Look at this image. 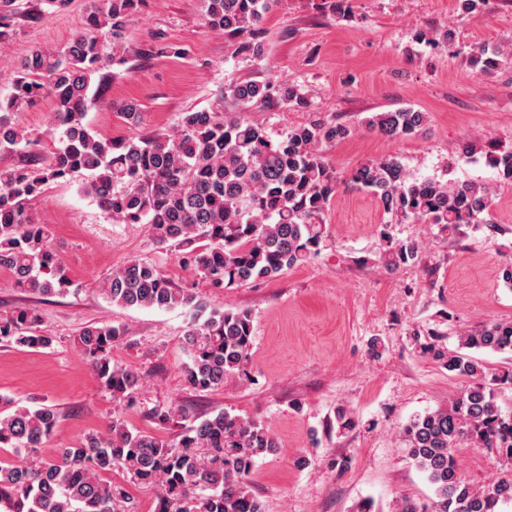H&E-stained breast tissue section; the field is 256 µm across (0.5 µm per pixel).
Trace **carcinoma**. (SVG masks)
<instances>
[{"label": "carcinoma", "mask_w": 512, "mask_h": 512, "mask_svg": "<svg viewBox=\"0 0 512 512\" xmlns=\"http://www.w3.org/2000/svg\"><path fill=\"white\" fill-rule=\"evenodd\" d=\"M204 22L238 44L239 52L261 55L260 30L267 0H203ZM139 0H105L92 9L86 29L61 49L36 47L14 72L10 91L0 95V153L20 152L26 160L0 171V268L24 292L64 295L72 281L52 246V231L31 215V204L50 183L83 177V191L112 221L143 224L160 245L179 251L186 267L222 290L272 280L316 254L323 237L321 216L339 177L314 147L334 144L351 133L341 123L298 126L279 140L266 128L238 115L205 110L186 112L172 132L133 133L104 138L85 121L88 103L110 80L105 69L122 67L127 57L152 58L183 50L158 36L126 43ZM20 0H0V40L15 34ZM112 38L105 51L102 33ZM230 96L239 111L256 104L305 105L295 86L246 81ZM50 98L58 136L43 156L40 139L15 119ZM426 120L411 108L380 112L366 120L371 130L410 137ZM487 163L512 179V148L494 150ZM346 182L370 191L383 211L396 217L438 224L455 231L486 224L492 199L485 185L466 181L452 187L433 180H409L395 158L353 169ZM418 245L387 241L382 258L389 267L414 260ZM98 293L121 307H182L190 319L182 339L187 360L185 386L213 391L232 376L248 374L253 326L246 310L222 309L175 286L160 268L135 258L102 278ZM39 314L16 307L0 314V342L39 350L53 338L38 330ZM127 330L91 323L78 332L76 346L100 387L117 404L103 433L64 448L54 459L41 456L53 434L58 411L51 405H20L0 397V448L13 460L0 464V501L10 512H133L121 484L104 473L122 469L157 491V512H264L248 481L256 459L277 443L253 420L220 411L189 426L176 405L148 410L151 419L181 432L172 440L131 429L123 410L134 406L141 377L112 360V346ZM512 355V322L483 324L459 339L455 352L432 343V359L468 380L448 407L416 416L403 430L409 455L429 483L430 508L404 502L399 512H500L512 504V471L478 491L454 455L462 441L494 448L512 460V415L501 412L496 387L512 385V370H485L469 350Z\"/></svg>", "instance_id": "carcinoma-1"}]
</instances>
